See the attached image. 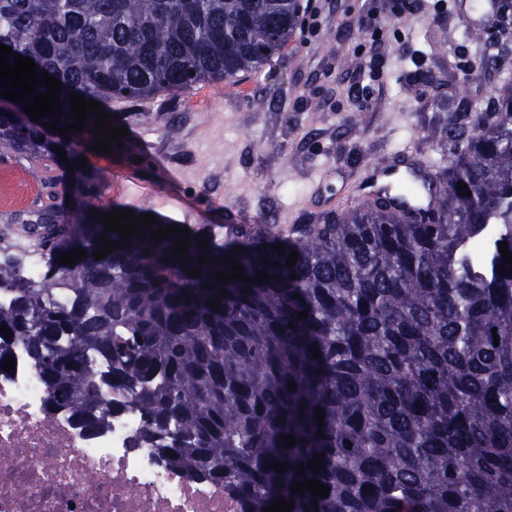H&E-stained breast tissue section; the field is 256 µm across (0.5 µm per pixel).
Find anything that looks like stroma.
<instances>
[{"instance_id": "1", "label": "stroma", "mask_w": 512, "mask_h": 512, "mask_svg": "<svg viewBox=\"0 0 512 512\" xmlns=\"http://www.w3.org/2000/svg\"><path fill=\"white\" fill-rule=\"evenodd\" d=\"M300 3L294 34L261 72L202 82L177 97L113 101L130 141L149 144L161 162L87 151L100 174V203L163 219L177 197L205 224L249 216L309 224L357 208L354 188L369 169L391 168L398 151L439 159L442 103L465 96L488 104L497 75L485 71L452 9L395 15L392 0ZM370 12L373 31L358 23ZM375 39L383 67L352 96Z\"/></svg>"}]
</instances>
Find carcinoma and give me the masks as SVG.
<instances>
[{
	"label": "carcinoma",
	"instance_id": "cac0c4a2",
	"mask_svg": "<svg viewBox=\"0 0 512 512\" xmlns=\"http://www.w3.org/2000/svg\"><path fill=\"white\" fill-rule=\"evenodd\" d=\"M299 11L298 0H0V44L61 82L63 111L28 124L0 97V147L51 161L60 174L49 186L75 204L61 208L51 191L25 221L46 263L39 282L0 233V289L10 292L0 327L11 334L0 333V364L23 345L49 410L88 430L103 407L130 399L159 460L224 484L241 512L280 497L294 500L291 512H512V278L501 276L499 252L505 242L512 253L511 76L508 94L491 100L497 120L448 121V166H436L441 192L424 217L377 198L317 224L266 219L228 236L222 224H198L185 266L171 252L178 236L152 240L162 222L93 257L100 236L124 238L92 214L117 209L90 203L98 173L68 171L96 140L95 117L68 140L45 127L75 123L70 94L107 112L115 99L257 72ZM75 248L86 258L56 262ZM200 256H231L246 276L264 269L273 279L225 286L214 275L229 263ZM193 268L201 277L187 275ZM289 435L296 444L285 448ZM316 453L320 474L298 475ZM282 462L287 471L270 468ZM309 479L328 497L292 494L293 481Z\"/></svg>",
	"mask_w": 512,
	"mask_h": 512
}]
</instances>
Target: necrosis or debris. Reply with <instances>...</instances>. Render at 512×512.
Segmentation results:
<instances>
[{
    "instance_id": "necrosis-or-debris-1",
    "label": "necrosis or debris",
    "mask_w": 512,
    "mask_h": 512,
    "mask_svg": "<svg viewBox=\"0 0 512 512\" xmlns=\"http://www.w3.org/2000/svg\"><path fill=\"white\" fill-rule=\"evenodd\" d=\"M0 371V512H240L223 486L157 463L128 407L85 434L70 416L51 413L47 389L23 346Z\"/></svg>"
}]
</instances>
